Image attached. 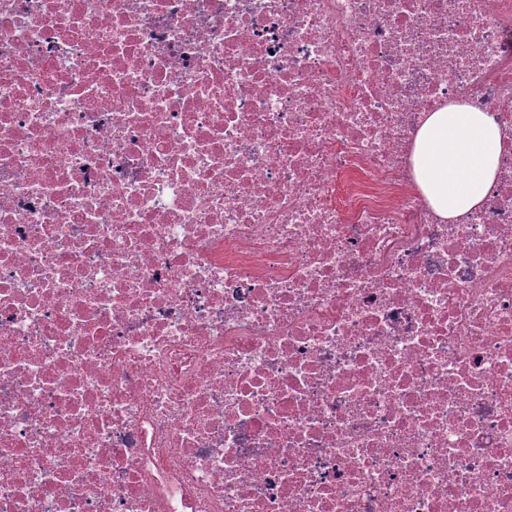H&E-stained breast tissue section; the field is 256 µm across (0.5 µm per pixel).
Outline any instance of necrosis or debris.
<instances>
[{
	"label": "necrosis or debris",
	"instance_id": "necrosis-or-debris-1",
	"mask_svg": "<svg viewBox=\"0 0 512 512\" xmlns=\"http://www.w3.org/2000/svg\"><path fill=\"white\" fill-rule=\"evenodd\" d=\"M511 39L512 0H0V512H512ZM452 103L502 150L448 221ZM499 126L486 112L454 104L426 114L413 150L415 182L449 221L476 210L495 180Z\"/></svg>",
	"mask_w": 512,
	"mask_h": 512
}]
</instances>
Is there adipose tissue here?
<instances>
[{
  "mask_svg": "<svg viewBox=\"0 0 512 512\" xmlns=\"http://www.w3.org/2000/svg\"><path fill=\"white\" fill-rule=\"evenodd\" d=\"M502 134L484 112L454 104L426 114L414 144L415 182L442 218L476 210L498 168Z\"/></svg>",
  "mask_w": 512,
  "mask_h": 512,
  "instance_id": "adipose-tissue-1",
  "label": "adipose tissue"
}]
</instances>
